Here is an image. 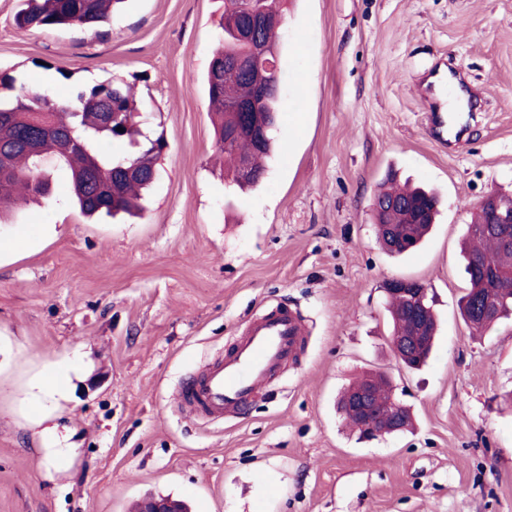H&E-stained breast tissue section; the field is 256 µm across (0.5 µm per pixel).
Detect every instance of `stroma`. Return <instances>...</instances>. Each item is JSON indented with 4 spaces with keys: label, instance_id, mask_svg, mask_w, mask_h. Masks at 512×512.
Masks as SVG:
<instances>
[{
    "label": "stroma",
    "instance_id": "35a3bbf8",
    "mask_svg": "<svg viewBox=\"0 0 512 512\" xmlns=\"http://www.w3.org/2000/svg\"><path fill=\"white\" fill-rule=\"evenodd\" d=\"M20 8L0 0V76L61 100L130 84L166 147L139 217L86 220L57 168L53 199L13 219L27 245L0 252V336L26 346L21 376L75 358V454L55 469L0 387V512H130L146 496L188 512H512V319L478 336L458 307L471 208L512 194V0H285L276 152L247 194L216 161L204 85L223 0H125L95 29L22 28ZM440 62L479 97L448 146L421 96ZM391 172L441 196L400 257L372 213ZM392 278L422 283L439 316L418 370L389 349ZM277 305L307 327L295 361L222 424L181 414L180 380ZM369 369L413 430L347 426L337 398Z\"/></svg>",
    "mask_w": 512,
    "mask_h": 512
}]
</instances>
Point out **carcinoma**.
I'll return each instance as SVG.
<instances>
[{
  "instance_id": "obj_1",
  "label": "carcinoma",
  "mask_w": 512,
  "mask_h": 512,
  "mask_svg": "<svg viewBox=\"0 0 512 512\" xmlns=\"http://www.w3.org/2000/svg\"><path fill=\"white\" fill-rule=\"evenodd\" d=\"M123 2L22 0L17 22L22 27H92L106 22ZM278 2L252 0L253 6L270 20L269 55L260 60L252 55L243 37L237 35L239 25L246 22V0H224V40L215 49L205 76L215 146L227 162L224 177L242 191L256 187L257 181L239 174L238 158L249 157L253 170L263 175L274 152V141L268 130L259 146L248 135L234 146H224V129L244 121V115L231 110L229 103L253 95L246 73L235 67V61L267 65L272 73L280 74L278 48L283 17ZM111 140L126 141L135 146V151L127 156L106 154L101 144ZM162 149L161 138L151 139L142 132L131 88L122 83L104 82L79 90L70 102L35 89L0 97V221L31 202L49 197L52 179L40 165L45 158L67 171L73 201L83 216L92 219L120 213L134 215L141 209L143 193L156 178V161ZM377 197L415 203L424 210L417 218L393 210H374L381 247L390 254L402 255L421 246L437 215V196L420 188L399 187L389 179L381 185ZM392 224L403 226L411 248L389 236ZM463 252L469 276L466 292L459 300L463 321H468L469 305L479 293L480 284L470 264L475 258L487 261L494 270L492 297L500 301L503 317L511 316L512 247L504 246L494 234L479 233L470 227ZM388 305L391 335H405L413 327L408 316L409 300L394 292L388 296Z\"/></svg>"
}]
</instances>
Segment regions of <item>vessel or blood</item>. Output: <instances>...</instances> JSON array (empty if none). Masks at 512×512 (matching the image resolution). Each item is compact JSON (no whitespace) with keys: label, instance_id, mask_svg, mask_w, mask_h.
Listing matches in <instances>:
<instances>
[{"label":"vessel or blood","instance_id":"1","mask_svg":"<svg viewBox=\"0 0 512 512\" xmlns=\"http://www.w3.org/2000/svg\"><path fill=\"white\" fill-rule=\"evenodd\" d=\"M305 331L288 307L252 320L225 354L184 378L177 391L180 408L207 424L241 413L257 392L293 359Z\"/></svg>","mask_w":512,"mask_h":512}]
</instances>
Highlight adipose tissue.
Here are the masks:
<instances>
[{"label":"adipose tissue","mask_w":512,"mask_h":512,"mask_svg":"<svg viewBox=\"0 0 512 512\" xmlns=\"http://www.w3.org/2000/svg\"><path fill=\"white\" fill-rule=\"evenodd\" d=\"M74 363L64 358L36 372L24 383L14 386V403L24 412L30 428L41 437L50 439L55 447L50 454L57 465H65L73 450L61 435L59 401L64 398Z\"/></svg>","instance_id":"obj_1"}]
</instances>
